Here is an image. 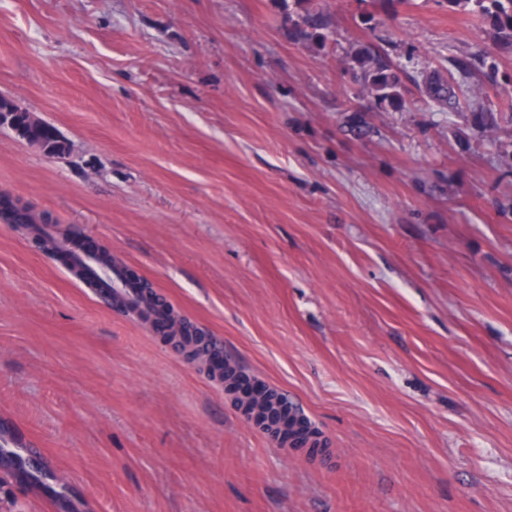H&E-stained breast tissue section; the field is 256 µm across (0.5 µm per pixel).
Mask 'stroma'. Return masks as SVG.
I'll use <instances>...</instances> for the list:
<instances>
[{
  "label": "stroma",
  "mask_w": 512,
  "mask_h": 512,
  "mask_svg": "<svg viewBox=\"0 0 512 512\" xmlns=\"http://www.w3.org/2000/svg\"><path fill=\"white\" fill-rule=\"evenodd\" d=\"M363 9L0 0V96L69 146L0 128V193L111 247L324 443L279 445L0 218V512H512V48L446 0ZM370 42L403 109L359 95ZM477 50L499 83L439 111L423 74Z\"/></svg>",
  "instance_id": "1"
}]
</instances>
